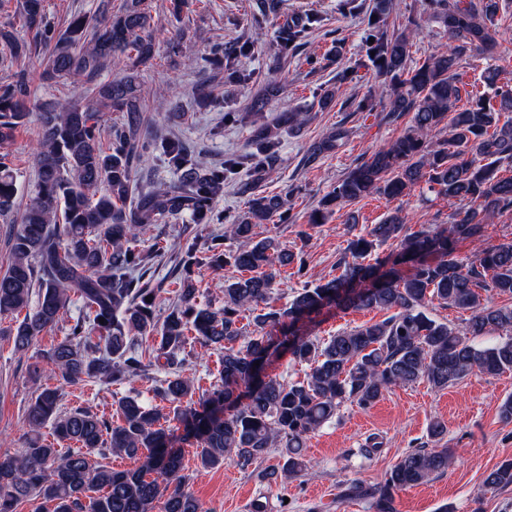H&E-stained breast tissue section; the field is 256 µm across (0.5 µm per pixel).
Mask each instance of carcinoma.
<instances>
[{"mask_svg":"<svg viewBox=\"0 0 512 512\" xmlns=\"http://www.w3.org/2000/svg\"><path fill=\"white\" fill-rule=\"evenodd\" d=\"M145 2L124 0L114 11L110 0H101L95 12L74 15L61 28L45 0H21L19 20L32 37L18 36L12 26L0 28V66L15 68L14 80L0 86V143L11 141L31 113H38L40 123L37 190L17 221V170L10 153H0V217L17 224L10 264L0 274V316L17 318L13 344L25 352L80 301L87 315L74 319L41 355L54 376L70 384H122L164 364L171 372L155 392L183 434L163 425L161 409L137 394L119 399L112 417L82 408L62 412L58 389L44 387L26 412L34 437L20 454L0 456V512H16L24 500L51 503L52 512H201L183 454L172 446L176 441L194 448L203 468L228 459L245 467L280 448L283 464L263 474L272 483L308 470L309 436L336 419L347 402L367 408L398 386L425 381L443 390L477 372L512 371V307L483 298L491 292L512 298V240L486 244L492 220L512 210V175H500L512 167V71L487 67L483 91L469 92L470 107L457 109L460 62L499 45V15L512 9V0H425L426 13L445 28L448 45L412 70L414 20L391 28L393 0H373L362 40L368 63L389 79L391 93L385 100L369 88L355 100V111L380 110L393 120L408 115V126L387 146L355 161L308 220L321 224L334 207L372 195L402 198L424 183L435 195L463 203L448 224L413 231L396 209L350 242L349 254L338 261L339 276L306 285L275 308L270 302L279 294V269L296 255L272 237H258L254 228L275 216L286 224L290 216L282 197L253 193L247 214L224 225L228 244L200 248L194 239L172 269L231 265L244 272L224 280V308L201 306L198 288L184 274L176 302L161 321L160 289L145 281L148 256L132 243L150 226L186 212L195 224L214 223L212 203L224 192L234 162L203 171L181 139L168 138L154 147L181 172L180 182L133 195V168L148 129L137 105L139 89L132 76L105 84L98 77L115 56H153L154 20ZM310 21L307 15L288 22L285 42H296ZM165 42L174 55L198 64L182 31ZM34 57L41 59L44 80L81 81L78 99L60 104L34 98L27 69ZM106 111L122 113V123L108 133L105 146ZM279 126L276 121L253 131L255 183L279 161ZM446 126L449 135L433 140ZM346 136L340 125L321 135L308 145L306 162L333 153ZM391 240L395 249L381 254ZM464 241L475 252L461 258L458 244ZM370 256L373 261H366ZM434 304L469 317L458 327L439 322L427 314ZM332 308L388 316L325 341L310 335ZM248 313L250 332L242 324ZM190 332L220 354V382L201 391L195 379L178 371ZM478 336L502 340L478 346ZM143 337L152 344H137ZM284 358L308 368L302 380L269 373ZM47 424L56 442L75 449L64 453L40 438ZM107 451L140 465L115 470L93 459ZM450 463L446 448L415 450L393 466L383 484L365 491L353 482L348 491L368 498L373 512H397L399 491L444 474ZM484 485L511 488L512 459L493 469Z\"/></svg>","mask_w":512,"mask_h":512,"instance_id":"cac0c4a2","label":"carcinoma"}]
</instances>
